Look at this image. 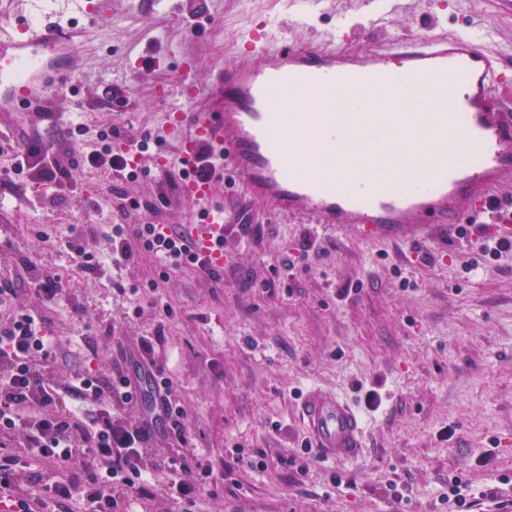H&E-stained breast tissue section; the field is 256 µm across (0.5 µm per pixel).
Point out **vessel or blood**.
<instances>
[{
  "mask_svg": "<svg viewBox=\"0 0 512 512\" xmlns=\"http://www.w3.org/2000/svg\"><path fill=\"white\" fill-rule=\"evenodd\" d=\"M65 38L64 28L54 24L1 25L0 85L22 104L56 111L72 75L44 78L43 50ZM341 38L337 27L324 47L274 44L267 27L252 29L242 52L263 62L225 64L222 111L168 116L170 127L194 128L179 156L182 169L191 172L183 192L198 201L213 194V181L194 174L196 145L206 141L251 200L308 224L349 227L363 240L448 230L490 209L496 190L512 184V111L498 93V58L471 36L427 32L398 39L366 62L341 48ZM336 86L358 96L347 123L365 132L350 185L336 178L343 158L323 152L331 135L326 120L288 109L297 96ZM406 97L413 108H401ZM408 133L417 134L426 151H399L396 142ZM187 231L193 251L223 267V211L203 212ZM300 423L324 461L349 463L360 456L365 423L348 399L308 390L300 400Z\"/></svg>",
  "mask_w": 512,
  "mask_h": 512,
  "instance_id": "vessel-or-blood-1",
  "label": "vessel or blood"
}]
</instances>
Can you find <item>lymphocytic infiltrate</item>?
<instances>
[{
  "label": "lymphocytic infiltrate",
  "instance_id": "1",
  "mask_svg": "<svg viewBox=\"0 0 512 512\" xmlns=\"http://www.w3.org/2000/svg\"><path fill=\"white\" fill-rule=\"evenodd\" d=\"M34 174L58 181L64 169L50 165L41 143L30 141L6 178ZM110 247L99 256L86 251L81 241L70 244L91 274L105 266L132 265L143 252L159 258L165 268L191 267L210 279L219 274L193 253L183 232L165 224H115ZM10 312L0 322V435L23 436L20 453L0 457V512H63L78 504L79 512H134L138 499L163 487L166 495L191 512L198 497L210 485L213 471L191 469L185 461L189 445L183 411L173 398V380L156 366L153 352L161 332L140 337L135 353L137 371L115 366L110 379H100L92 368L72 374L58 383L50 368L60 345L43 321L21 304L9 281H0V306ZM40 357L45 371L33 369ZM133 409L128 420H118L113 403ZM170 423L173 450L168 459L166 482L143 464L145 448L155 422ZM49 463L64 474L39 485L29 495L17 494L33 462Z\"/></svg>",
  "mask_w": 512,
  "mask_h": 512
}]
</instances>
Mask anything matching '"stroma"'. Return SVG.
<instances>
[{
  "label": "stroma",
  "instance_id": "35a3bbf8",
  "mask_svg": "<svg viewBox=\"0 0 512 512\" xmlns=\"http://www.w3.org/2000/svg\"><path fill=\"white\" fill-rule=\"evenodd\" d=\"M376 2L325 0L308 28L295 25L288 0H209L195 24L185 0L176 15L137 17L128 16L126 0H112L107 38H98L99 24L87 15L63 19L87 33V70L62 117L0 112V127L14 134L0 170L35 138L64 167L71 154L111 145L114 129L149 145L135 177L119 182V196L113 176L93 168L71 169L50 203L38 178L0 179V278L11 279L63 341L54 364L61 383L88 365L111 377L123 350L163 325L153 357L170 373L191 430L186 461L214 470L196 512H450L441 496L456 475L512 499V482H499L512 478V257H484L454 230L370 242L346 228L298 224L244 198L228 177L210 203L229 219L224 280L170 271L161 294L176 309L172 320L161 321L148 290L140 317L123 319L128 298L120 289L157 275L152 255L91 275L68 249L79 237L88 250H107L108 224L179 228L202 212L205 205L185 197L158 163L177 150L165 115L220 111V70L255 22L270 20L300 43L341 23L348 48L369 59L377 38L364 27ZM402 3L385 38L418 34L433 21L450 34L489 32L491 50L512 68V8L503 0ZM184 53L195 58L188 74ZM76 123L86 127L84 139L71 135ZM306 236L316 254L297 265L289 288L279 287L282 256L296 254ZM44 271L62 278L57 303L41 302L32 288ZM311 386L344 395L365 417V448L355 462L300 457L299 401ZM370 391L378 408L365 403ZM448 427L455 434L446 441ZM238 443L263 453L267 468L232 459ZM486 451L490 464L475 466ZM335 473L342 484L333 483ZM392 482L407 485L403 500L390 495Z\"/></svg>",
  "mask_w": 512,
  "mask_h": 512
}]
</instances>
